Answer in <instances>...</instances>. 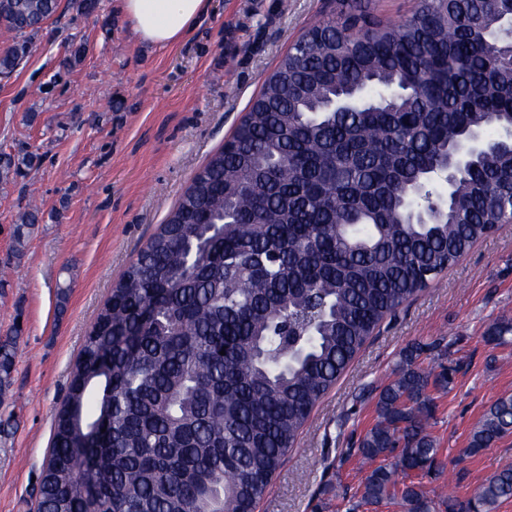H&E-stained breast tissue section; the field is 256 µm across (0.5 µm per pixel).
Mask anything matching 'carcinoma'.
<instances>
[{
    "mask_svg": "<svg viewBox=\"0 0 512 512\" xmlns=\"http://www.w3.org/2000/svg\"><path fill=\"white\" fill-rule=\"evenodd\" d=\"M60 0H0L16 70ZM512 0H418L395 23L355 0L308 28L194 176L88 330L54 416L36 512H255L316 404L386 319L512 219ZM487 146L434 184L474 132ZM36 156L0 154V179ZM39 221L25 211L21 246ZM15 343H0V392ZM225 354H220V351ZM441 343H414L353 442L363 500L432 512ZM429 359L422 367V358ZM512 434L497 399L469 452ZM403 480H398V477ZM512 497V463L449 512Z\"/></svg>",
    "mask_w": 512,
    "mask_h": 512,
    "instance_id": "carcinoma-1",
    "label": "carcinoma"
}]
</instances>
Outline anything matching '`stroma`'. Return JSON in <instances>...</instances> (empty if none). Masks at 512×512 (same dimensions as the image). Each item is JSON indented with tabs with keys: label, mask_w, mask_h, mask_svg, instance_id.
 <instances>
[{
	"label": "stroma",
	"mask_w": 512,
	"mask_h": 512,
	"mask_svg": "<svg viewBox=\"0 0 512 512\" xmlns=\"http://www.w3.org/2000/svg\"><path fill=\"white\" fill-rule=\"evenodd\" d=\"M334 7L209 0L179 45L156 50L134 38L116 0H100L107 30L61 0L22 63L0 77V153L37 155L28 177L0 180V341L22 330L12 384L0 396V419L12 423L0 433V512H35L32 480L48 455L54 414L113 283L233 134L289 46ZM73 39L88 51L71 64ZM30 205L39 222L17 259L15 220ZM505 318L512 320V224L381 326L317 404L255 512H338L337 493L360 499L371 466L347 448L350 433L373 421L374 404L362 394L392 379L408 344L434 340L446 346L453 377L431 428L439 469L419 485L433 512L472 497L512 462V435L467 452L489 407L512 394V335L487 339Z\"/></svg>",
	"instance_id": "stroma-1"
}]
</instances>
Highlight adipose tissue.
I'll list each match as a JSON object with an SVG mask.
<instances>
[{
  "label": "adipose tissue",
  "mask_w": 512,
  "mask_h": 512,
  "mask_svg": "<svg viewBox=\"0 0 512 512\" xmlns=\"http://www.w3.org/2000/svg\"><path fill=\"white\" fill-rule=\"evenodd\" d=\"M118 8L140 43L173 47L206 13L208 0H118Z\"/></svg>",
  "instance_id": "ef3b65f1"
}]
</instances>
